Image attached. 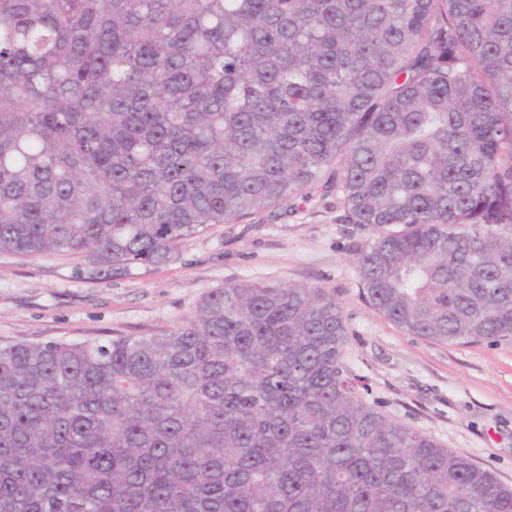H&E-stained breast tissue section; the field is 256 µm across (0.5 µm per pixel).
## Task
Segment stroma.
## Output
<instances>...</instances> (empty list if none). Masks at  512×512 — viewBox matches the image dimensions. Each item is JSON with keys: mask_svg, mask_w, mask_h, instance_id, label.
<instances>
[{"mask_svg": "<svg viewBox=\"0 0 512 512\" xmlns=\"http://www.w3.org/2000/svg\"><path fill=\"white\" fill-rule=\"evenodd\" d=\"M336 216L330 197L214 224L184 239L176 260L114 278L90 276L84 256L0 254V345L161 334L205 293L243 280L322 288L341 307L343 362L362 399L512 487V343H441L388 321L366 302L355 266L373 232Z\"/></svg>", "mask_w": 512, "mask_h": 512, "instance_id": "35a3bbf8", "label": "stroma"}]
</instances>
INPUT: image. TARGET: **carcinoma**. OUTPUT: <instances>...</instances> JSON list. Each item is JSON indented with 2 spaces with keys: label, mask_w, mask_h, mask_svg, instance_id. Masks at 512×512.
<instances>
[{
  "label": "carcinoma",
  "mask_w": 512,
  "mask_h": 512,
  "mask_svg": "<svg viewBox=\"0 0 512 512\" xmlns=\"http://www.w3.org/2000/svg\"><path fill=\"white\" fill-rule=\"evenodd\" d=\"M336 196L367 302L512 341V0H0V253L126 275ZM322 288L0 345V512H512L347 375Z\"/></svg>",
  "instance_id": "cac0c4a2"
}]
</instances>
